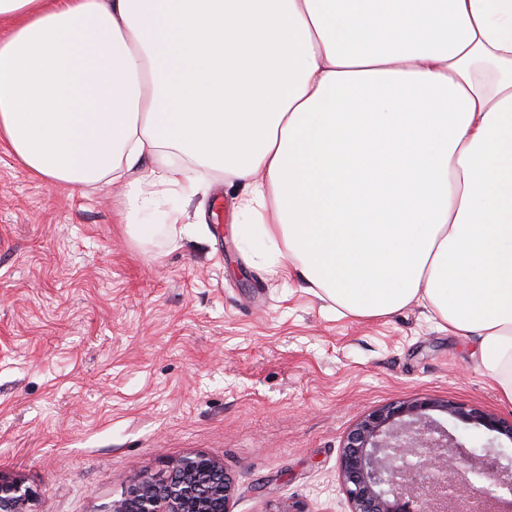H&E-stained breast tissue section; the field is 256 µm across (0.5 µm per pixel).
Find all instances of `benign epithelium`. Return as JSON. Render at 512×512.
Listing matches in <instances>:
<instances>
[{"instance_id": "obj_1", "label": "benign epithelium", "mask_w": 512, "mask_h": 512, "mask_svg": "<svg viewBox=\"0 0 512 512\" xmlns=\"http://www.w3.org/2000/svg\"><path fill=\"white\" fill-rule=\"evenodd\" d=\"M512 439V419L450 400L417 397L372 410L348 432L340 476L350 512H512V466L470 450L432 413ZM488 485L470 487L458 476ZM234 483L219 461L177 458L165 475H145L108 512H231ZM32 488L0 473V512H33Z\"/></svg>"}]
</instances>
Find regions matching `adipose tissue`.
Listing matches in <instances>:
<instances>
[{"instance_id":"obj_1","label":"adipose tissue","mask_w":512,"mask_h":512,"mask_svg":"<svg viewBox=\"0 0 512 512\" xmlns=\"http://www.w3.org/2000/svg\"><path fill=\"white\" fill-rule=\"evenodd\" d=\"M0 148L130 233L176 151L267 262L354 318L412 304L512 403V0H0ZM149 177H134L145 158Z\"/></svg>"}]
</instances>
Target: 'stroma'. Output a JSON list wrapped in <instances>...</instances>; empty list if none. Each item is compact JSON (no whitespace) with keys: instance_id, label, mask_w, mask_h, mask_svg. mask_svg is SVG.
<instances>
[{"instance_id":"stroma-1","label":"stroma","mask_w":512,"mask_h":512,"mask_svg":"<svg viewBox=\"0 0 512 512\" xmlns=\"http://www.w3.org/2000/svg\"><path fill=\"white\" fill-rule=\"evenodd\" d=\"M192 184L121 222L122 187L73 192L0 149V472L35 512H108L179 457L221 461L232 512H349L343 440L418 396L508 419L472 341L411 305L336 313L297 275L262 266L237 188L181 154ZM467 447L512 463V440L448 416Z\"/></svg>"}]
</instances>
